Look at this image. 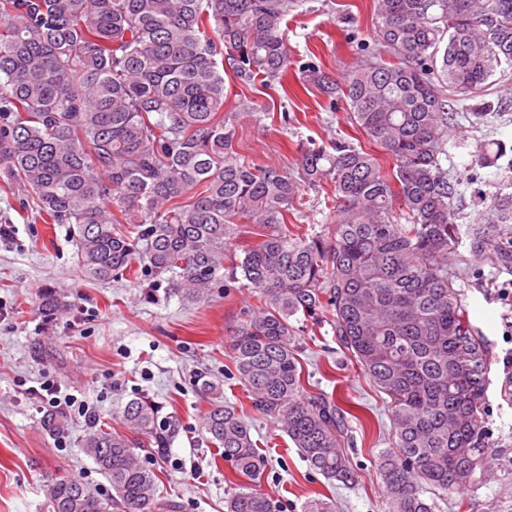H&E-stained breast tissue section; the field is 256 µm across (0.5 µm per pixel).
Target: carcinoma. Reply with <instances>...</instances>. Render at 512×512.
Listing matches in <instances>:
<instances>
[{
    "label": "carcinoma",
    "mask_w": 512,
    "mask_h": 512,
    "mask_svg": "<svg viewBox=\"0 0 512 512\" xmlns=\"http://www.w3.org/2000/svg\"><path fill=\"white\" fill-rule=\"evenodd\" d=\"M292 0H0V190L27 192L47 224H74L90 278L171 280L195 299L224 269L238 224L266 232L234 257L232 282L257 293L228 338L251 407L281 424L315 472L344 485L348 411L306 390L293 322L329 320L336 341L388 399L377 458L389 512H440L450 494L486 484L495 454L512 476L506 437L490 424L489 351L448 272L464 240L512 267V192L485 196L482 224L458 223L448 129L502 63L512 64V0H377L374 42L334 77L296 66L283 28ZM394 161L383 169L339 139L308 148L291 176L233 148L224 72L244 85L292 69ZM505 146L483 144L493 167ZM333 188L336 223L296 234L303 191ZM128 225L125 231L116 228ZM38 309L67 304L53 291ZM126 432L93 428L84 453L109 483L47 489L51 512H158V476L181 424L147 397L122 411ZM202 430L242 479L226 512H280L257 489L265 460L236 408L215 399ZM303 512H336L309 499Z\"/></svg>",
    "instance_id": "cac0c4a2"
}]
</instances>
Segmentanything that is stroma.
Wrapping results in <instances>:
<instances>
[{"instance_id":"stroma-1","label":"stroma","mask_w":512,"mask_h":512,"mask_svg":"<svg viewBox=\"0 0 512 512\" xmlns=\"http://www.w3.org/2000/svg\"><path fill=\"white\" fill-rule=\"evenodd\" d=\"M375 3L301 0L286 17L295 60H311L330 74H341L357 60L349 35L371 37L378 29ZM224 82L233 147L247 160L293 174L301 147L309 142L347 139L369 152L377 150L347 119L345 104L330 106L314 85L291 76L272 89L260 83L245 86L229 72ZM243 100L253 101L256 112L237 111ZM481 100L500 108L499 119L487 126L461 120L450 136L448 176L461 183L457 207L466 224L483 223L484 192L499 187L512 192V159L482 170L476 163L484 141L512 149V66L506 75L490 78ZM1 224L12 231L0 238V512H50L46 489L63 477L107 490L81 442L94 419L122 429L121 412L138 396L152 398L181 423L166 457L153 463L165 512H225L224 501L240 479L201 431L210 400L197 383L201 377L250 424L266 463L260 489L278 501L282 512H302L304 502L318 494L335 498L337 512H388L376 467L389 426L386 399L337 343L330 325L298 324L297 343L307 391L334 394L355 417L354 443L346 452L358 479L349 487L312 471L282 428L253 411L234 375L227 338L254 304L252 289L217 283L198 302L149 275L90 279L79 262L74 225L43 223L31 198L18 189L0 192ZM448 266L458 276L456 286L492 358L491 420L512 435V378L502 362L512 347L505 338L512 306L500 296L501 289L512 286V272L464 246L449 256ZM471 266L482 268V279L468 275ZM43 288L55 290L67 304L56 319L38 310L37 293ZM48 378L60 381L89 408L85 416L68 411V425L56 435L42 428L45 411L30 393Z\"/></svg>"}]
</instances>
